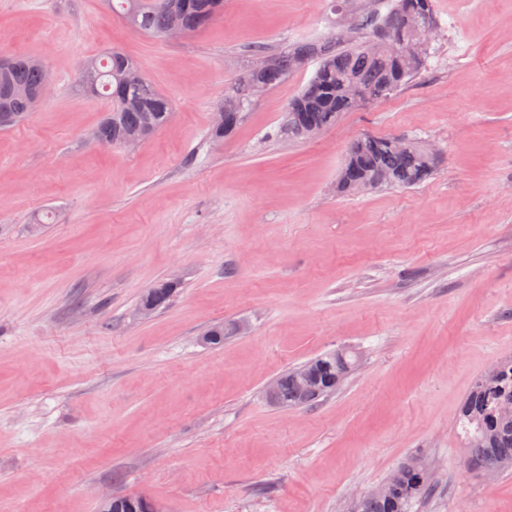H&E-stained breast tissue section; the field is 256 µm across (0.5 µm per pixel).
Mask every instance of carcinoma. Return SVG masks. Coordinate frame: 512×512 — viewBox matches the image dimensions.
I'll use <instances>...</instances> for the list:
<instances>
[{"label":"carcinoma","instance_id":"cac0c4a2","mask_svg":"<svg viewBox=\"0 0 512 512\" xmlns=\"http://www.w3.org/2000/svg\"><path fill=\"white\" fill-rule=\"evenodd\" d=\"M133 30L157 38L181 29L193 32L224 13V0H111ZM436 28L432 0H386L385 14L368 15L357 23L361 36L353 40L330 38L306 42L271 54L262 47L254 56L267 58V67L247 74L251 83L232 90L224 98L221 119L212 136L231 135L242 119L246 102L282 82L309 58L318 65L301 92L288 105L285 127L299 139H312L334 127L341 116L364 103L381 100L405 88L420 73L425 49L411 52L420 29ZM44 64L32 56H13L0 61V130L17 126L32 115L44 83ZM82 81L87 90L109 100L93 136L117 145L144 143L171 120L172 104L143 76L139 63L112 50L90 58ZM439 157L418 138L396 139L366 136L347 149L336 180V191L411 188L432 176ZM176 287L162 282L142 296L139 306L154 314L165 307ZM236 325L217 324L203 334V342L220 345L234 335ZM356 363L355 356L328 352L278 377L277 388L268 393L281 408L316 403L335 390ZM458 426L467 448V466L477 475L512 473V358L498 364L491 380L479 378L458 412ZM388 492L365 496L357 512H408L412 498L429 490L425 464L411 458L387 478ZM150 499L124 495L112 500V512H150Z\"/></svg>","mask_w":512,"mask_h":512}]
</instances>
